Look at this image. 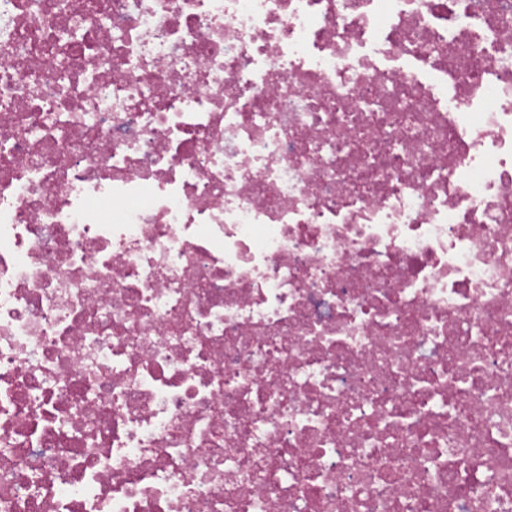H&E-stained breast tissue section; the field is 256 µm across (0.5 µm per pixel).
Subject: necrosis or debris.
<instances>
[{
	"label": "necrosis or debris",
	"instance_id": "1",
	"mask_svg": "<svg viewBox=\"0 0 512 512\" xmlns=\"http://www.w3.org/2000/svg\"><path fill=\"white\" fill-rule=\"evenodd\" d=\"M0 512H512V0H0Z\"/></svg>",
	"mask_w": 512,
	"mask_h": 512
}]
</instances>
